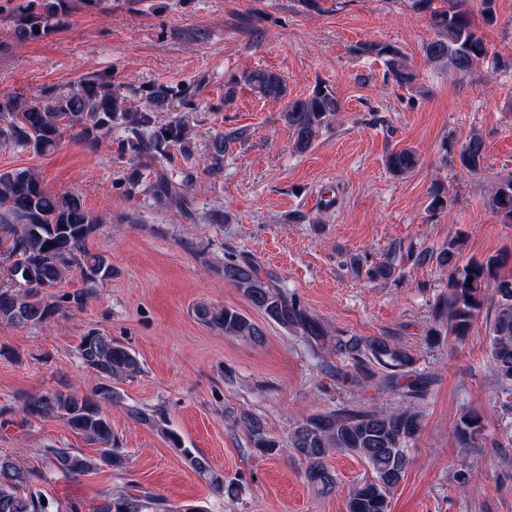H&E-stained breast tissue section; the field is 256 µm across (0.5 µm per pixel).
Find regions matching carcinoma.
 <instances>
[{
  "label": "carcinoma",
  "mask_w": 512,
  "mask_h": 512,
  "mask_svg": "<svg viewBox=\"0 0 512 512\" xmlns=\"http://www.w3.org/2000/svg\"><path fill=\"white\" fill-rule=\"evenodd\" d=\"M435 0H411V8L429 16L437 36L424 47L428 63L440 71L461 77L472 73L487 57L488 51L476 31L466 0H448L436 7ZM59 4L45 0L42 14L20 28L19 35H36L43 24L58 15ZM367 51L384 59L395 81L410 85L414 73L391 45L370 44ZM244 82L262 97L283 100L287 96L284 77L273 70H254ZM173 90L157 85L146 91L144 102L132 101L112 89L103 78H86L66 94L30 100L17 95L0 97V144L26 148L36 154L55 151L62 140L92 146L112 135L120 127L126 132L117 141V152L130 158L127 172L119 179L129 197L140 193L160 207H175L194 214V201L188 187L198 178L190 166L176 182L167 175L143 180L141 168L170 156L177 149L182 157L192 153L185 127L179 121L160 125L156 113L169 107ZM342 111L341 100L325 85L316 86L305 97L290 99L282 119L292 138L294 152L309 150L322 130L328 128ZM237 133H218L210 144L208 164L203 171L214 176L224 170V154ZM463 167L480 172L487 163L486 141L478 133L466 139L459 150ZM421 160L410 147L392 150L385 157L387 170L396 177L413 173ZM429 207L441 212L448 198L439 184L430 191ZM490 208L502 224H512V177L500 180L490 198ZM103 218L84 205L75 192L54 193L46 189L40 174L30 168L0 171V258L8 264L9 282L0 283V323L26 327L42 326L69 309L84 307L87 292L79 288L63 295L64 302H49L43 292L61 284L76 273L87 287L112 278V263L88 248ZM463 240H448L439 249L402 251L394 246L384 260L365 270L372 280H396L402 277V262L433 264L448 270L445 291L436 295L430 308L425 341L431 345L447 337L462 342L469 336L480 316L491 309L485 331L490 363L497 379L512 385V276L502 273L508 263L505 256H490L483 261H462ZM224 281L236 288L267 320L294 333L311 352L320 357L334 355L347 363L338 370L323 365L325 373L359 389L375 387L401 399L393 410L375 405L346 406L312 415L298 422L288 433V448L305 463L304 478L318 493L336 491V475L329 468L328 456L347 452L364 460L373 479L356 484L348 493L346 512H390L389 494L403 478L409 464L408 446L420 434L422 414L416 401L427 394L426 377L416 373L411 352L385 337L336 336L295 296L288 294L273 275L247 258H229L222 266ZM204 325L229 337L247 338L260 345L264 331L233 307H214L200 303L194 309ZM78 357L97 378L89 393L77 389L52 390L28 395L13 410L21 422L57 418L66 429L97 447L92 457L70 448L39 449L48 468L64 477L75 478L95 470L103 462L122 474L129 465L127 454L115 446L112 422L107 408L123 402L114 384L132 379L141 372L136 354L125 345L91 330L81 337ZM128 414L159 432L181 453L193 470L211 489L224 494V478L208 460L181 447L180 437L168 428L155 411L138 406ZM254 452L262 457L277 454L282 445L255 415L241 418ZM458 447L468 452L481 447L484 416L474 410L463 412L452 426ZM44 471L24 461L0 456V512H60L51 501L44 502L38 485ZM163 500L128 493L101 495L93 512H164Z\"/></svg>",
  "instance_id": "obj_1"
}]
</instances>
